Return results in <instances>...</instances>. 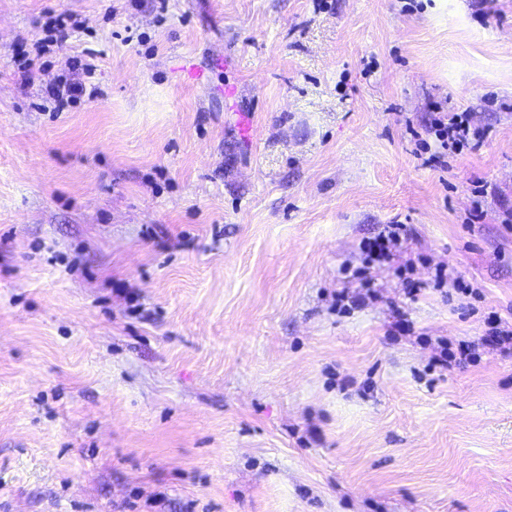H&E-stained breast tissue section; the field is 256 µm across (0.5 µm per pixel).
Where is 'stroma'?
Wrapping results in <instances>:
<instances>
[{"label":"stroma","instance_id":"stroma-1","mask_svg":"<svg viewBox=\"0 0 512 512\" xmlns=\"http://www.w3.org/2000/svg\"><path fill=\"white\" fill-rule=\"evenodd\" d=\"M507 208L512 0H0V512H512ZM83 79L73 82L64 77L50 88L49 96L56 103L58 110H62L67 104L78 97L86 96L88 99L97 97L98 90L94 83L95 70L90 64L82 67ZM443 114L431 122L430 131L438 141L439 148L455 151L464 145L472 148L482 145L486 132L471 125L469 112H438ZM406 235L405 225L386 224L376 236L361 243V252L365 256L364 265L353 272V277L365 290V293L360 294L361 300L377 298V294L371 286L372 280L368 276L370 265L375 261L390 259L394 253L400 252ZM486 324V337L483 340L502 346L509 353L512 352V324L510 323L509 327L508 323L498 316L489 317Z\"/></svg>","mask_w":512,"mask_h":512}]
</instances>
